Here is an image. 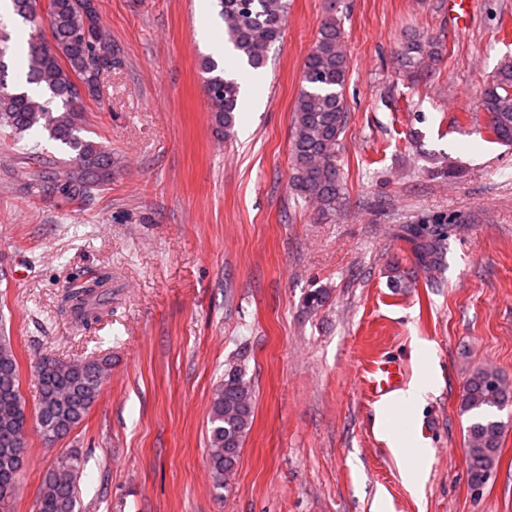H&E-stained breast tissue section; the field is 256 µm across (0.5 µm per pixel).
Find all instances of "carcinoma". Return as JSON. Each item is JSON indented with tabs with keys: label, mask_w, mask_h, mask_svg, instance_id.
Here are the masks:
<instances>
[{
	"label": "carcinoma",
	"mask_w": 512,
	"mask_h": 512,
	"mask_svg": "<svg viewBox=\"0 0 512 512\" xmlns=\"http://www.w3.org/2000/svg\"><path fill=\"white\" fill-rule=\"evenodd\" d=\"M224 33L237 55L258 71L267 53L283 37L288 0H215ZM14 14L29 24L25 80L29 88L9 87L0 81V130L20 140L33 130L64 146L68 158L54 164L52 178L34 169L28 172L35 192L56 191L71 200H83L92 190L112 182V154L81 136L83 114L77 87L91 99L99 94L101 77L122 65L112 38L101 24L95 0H11ZM49 30L44 36L43 29ZM12 36L0 24V67L9 70ZM442 43L415 31L402 45L400 57L410 79L427 78L443 60ZM205 92L215 125L231 136L239 111L241 86L207 56L202 60ZM349 57L341 20L336 12L321 22L301 71V89L293 108L292 185L316 211L336 213L345 195L340 168L342 135L349 113L343 89L349 76ZM487 114L488 129L496 140L512 144V57L504 58L487 82L478 102ZM447 218L433 216L401 226V237L411 245L416 264L426 270L440 267L443 226ZM329 292L315 289L304 298L315 311ZM112 299V274L102 272L72 288L66 304L75 323L87 327L100 319ZM111 362L107 357L61 363L43 357L35 366L39 399L30 413L21 391L19 364L8 339L0 337V499H13L26 456L25 434L30 421L48 440L76 429L101 393ZM245 372L239 365L224 370V382L214 392L209 418V460L216 481L239 459L244 437L254 416L252 388H243ZM512 400V388L499 372L478 368L467 379L460 409L471 418L467 427L470 483H481L495 468L501 447L502 422L492 409ZM78 452L60 456L46 474L38 512H74Z\"/></svg>",
	"instance_id": "cac0c4a2"
}]
</instances>
